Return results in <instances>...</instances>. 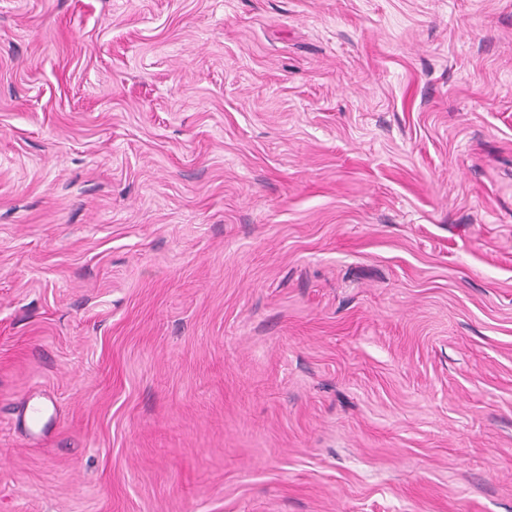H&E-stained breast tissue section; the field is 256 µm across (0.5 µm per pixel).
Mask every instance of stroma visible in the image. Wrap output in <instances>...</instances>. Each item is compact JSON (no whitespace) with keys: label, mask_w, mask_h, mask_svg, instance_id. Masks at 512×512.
<instances>
[{"label":"stroma","mask_w":512,"mask_h":512,"mask_svg":"<svg viewBox=\"0 0 512 512\" xmlns=\"http://www.w3.org/2000/svg\"><path fill=\"white\" fill-rule=\"evenodd\" d=\"M0 512H512V0H0Z\"/></svg>","instance_id":"35a3bbf8"}]
</instances>
